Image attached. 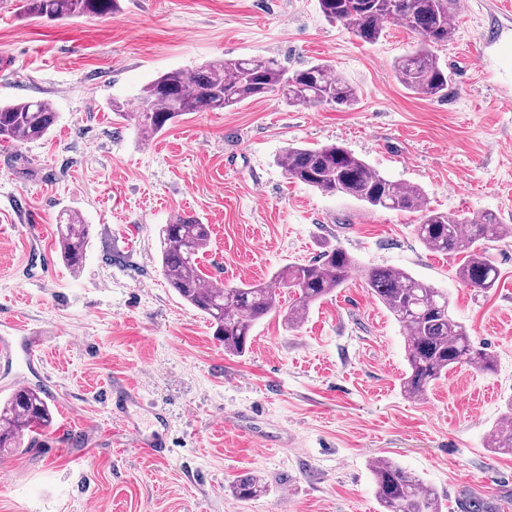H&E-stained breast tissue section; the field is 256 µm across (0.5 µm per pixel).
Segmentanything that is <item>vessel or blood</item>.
I'll use <instances>...</instances> for the list:
<instances>
[{
    "label": "vessel or blood",
    "instance_id": "1",
    "mask_svg": "<svg viewBox=\"0 0 512 512\" xmlns=\"http://www.w3.org/2000/svg\"><path fill=\"white\" fill-rule=\"evenodd\" d=\"M13 328L14 335L0 338V360L9 364L20 359L29 363L42 361L45 337L25 332L23 324L18 322L14 323ZM108 403L113 412L122 417L126 430L135 438L136 446L148 449L150 454L159 459L170 455V444L161 432L166 421L165 415L158 410H151L150 425H143L136 413L145 409L144 403L131 385L123 384L110 390Z\"/></svg>",
    "mask_w": 512,
    "mask_h": 512
}]
</instances>
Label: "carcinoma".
<instances>
[{
  "instance_id": "carcinoma-1",
  "label": "carcinoma",
  "mask_w": 512,
  "mask_h": 512,
  "mask_svg": "<svg viewBox=\"0 0 512 512\" xmlns=\"http://www.w3.org/2000/svg\"><path fill=\"white\" fill-rule=\"evenodd\" d=\"M456 0H318L321 13L352 30L365 43L377 42L383 24L393 20L420 36V42L395 65L398 81L425 98L447 95L450 76L435 48L451 41L450 15ZM22 12L33 19L76 16L103 17L119 10L117 0H19ZM277 94L290 106L350 107L357 90L337 77L327 64H311L288 71L266 58L220 59L196 69H175L144 85L137 107L129 111L118 101L112 111L133 123L144 141L152 140L176 118L191 112L224 110L247 100ZM56 121V112L43 100L0 104V143L22 144L43 138ZM279 164L288 175L325 194L342 193L372 208L422 213L416 225L419 241L430 251L462 256L457 276L469 287L489 290L500 272L487 256V243L512 238V225L499 223L492 213L475 219L460 218L424 206L416 186L392 181L370 168L342 146L288 147ZM89 243V225L77 214L61 225L58 246L77 270ZM211 243L210 225L191 217H178L161 229V271L167 283L188 304L202 312L224 343V352L245 353L257 321L280 311V289L296 295L285 314L288 325L298 324L309 306L345 284L355 261L333 248L307 264H294L277 273L268 284L243 287L205 286L198 259ZM368 288L407 331L408 371L402 378L404 394L423 399L428 389L457 366L469 365L486 374L497 371L494 356L475 344L449 309L448 296L405 270L372 269ZM52 422L46 392L27 387L0 403V448H19L25 437L42 435ZM491 445L512 452V400L495 426ZM381 512H442L436 492L419 477L392 460L371 465ZM233 490L242 500L264 491L260 479H239Z\"/></svg>"
}]
</instances>
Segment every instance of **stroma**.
<instances>
[{
    "label": "stroma",
    "mask_w": 512,
    "mask_h": 512,
    "mask_svg": "<svg viewBox=\"0 0 512 512\" xmlns=\"http://www.w3.org/2000/svg\"><path fill=\"white\" fill-rule=\"evenodd\" d=\"M504 2L453 11L454 36L436 50L448 95L430 100L395 75L418 35L390 21L362 42L317 0H120L114 15L58 20L0 0V103L40 99L57 114L42 139L0 145V336L17 316L48 343L47 369L0 365V400L22 379L61 387L39 444L0 454V512H380L369 469L380 458L433 487L443 512L472 497L512 512V453L489 445L512 397V239L491 245L500 279L479 291L419 242V214L322 193L277 164L288 147L337 144L418 186L430 209L512 225ZM250 56L291 71L326 62L359 98L303 108L271 95L183 116L145 144L110 109L161 73ZM73 212L90 229L76 271L56 233ZM185 215L210 225L199 267L228 287L332 248L356 269L299 326L270 315L232 356L161 274L158 230ZM376 267L447 293L496 373L458 367L408 399L405 331L365 280ZM118 379L166 409L169 457L132 445L105 399ZM250 475L266 491L244 501L232 485Z\"/></svg>",
    "instance_id": "1"
}]
</instances>
